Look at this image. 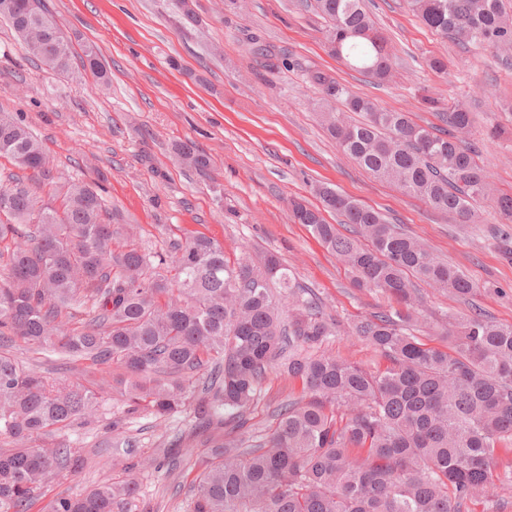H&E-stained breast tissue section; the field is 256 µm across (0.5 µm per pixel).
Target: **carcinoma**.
<instances>
[{
    "label": "carcinoma",
    "mask_w": 512,
    "mask_h": 512,
    "mask_svg": "<svg viewBox=\"0 0 512 512\" xmlns=\"http://www.w3.org/2000/svg\"><path fill=\"white\" fill-rule=\"evenodd\" d=\"M313 2L329 21L326 41L339 62L373 83L392 77L385 38L363 0ZM410 7L463 47L512 50L504 0H410ZM0 19L40 68L73 73V43L56 36L58 22L41 0H0ZM80 62L107 78L95 45L82 47ZM310 79L364 114L356 124L342 112L320 117L339 150L375 178L464 222L475 202L493 196L464 145L466 106H448L452 131L438 134L323 72ZM176 154L199 172L210 167L192 141ZM0 156L32 172L28 182L0 186V437L14 444L0 450V512H32L51 479L79 469L68 444L38 441L103 411L99 393L80 378L46 377L17 361V341L94 365L116 361L129 374L116 380L127 413L170 416L193 403L202 426L241 421L277 362L300 381L302 395L280 407L262 443L244 448L229 438L210 447L191 512H462L496 483L512 482V469L494 467L512 453V324L448 312L440 324L448 350L422 343L413 324L423 305L416 282L459 298L474 284L400 225L323 185L315 188L322 208L293 206L297 223L350 270L354 287L391 300L350 325L388 362L371 372L321 351L339 326L277 255L231 261L200 234L163 253L133 243L116 251L98 186L68 184L59 208L36 192L32 183L49 177V158L8 112H0ZM324 209L342 215L354 237L327 223ZM77 304L89 310L73 327ZM138 495L131 474L58 497L50 512H137Z\"/></svg>",
    "instance_id": "carcinoma-1"
}]
</instances>
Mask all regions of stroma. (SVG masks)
Listing matches in <instances>:
<instances>
[{
    "label": "stroma",
    "instance_id": "obj_1",
    "mask_svg": "<svg viewBox=\"0 0 512 512\" xmlns=\"http://www.w3.org/2000/svg\"><path fill=\"white\" fill-rule=\"evenodd\" d=\"M200 23L183 28L177 0H45L74 46L101 51L109 80L76 70L65 78L28 60L9 26L0 21V110L17 114L51 159L40 196L60 205L53 188L97 183L115 227L132 226L139 246L167 250L201 233L218 241L228 258L278 253L298 282L320 299L340 327L389 307L385 294L360 290L347 269L304 225L294 223L290 201H320L314 185H328L403 225L476 285L469 300L423 286L415 334L446 349L438 336L444 313L479 306L512 322V263L500 257L487 230L512 233L494 202L478 205L473 223L432 209L394 185L373 178L344 155L320 123L327 107L309 75L324 72L387 111L407 112L424 126L440 125L425 98L461 103L476 114L467 134L477 160L498 192L512 194V65L491 48H458L422 24L405 0H364L395 61L389 82L377 86L329 55L326 21L303 0H192ZM257 38L276 55L274 67L250 53ZM448 69H431L432 59ZM190 140L211 159L207 172L181 165L176 143ZM328 353L364 368L384 369L374 349L345 334ZM301 392L299 382L273 367L244 427L196 429L192 410L170 418L127 413L119 394L104 393L105 413L87 424L55 431L82 466L48 483L32 512H46L61 495L136 474L139 512H189L198 461L225 434L253 444L274 412ZM132 440L112 447V421Z\"/></svg>",
    "mask_w": 512,
    "mask_h": 512
}]
</instances>
